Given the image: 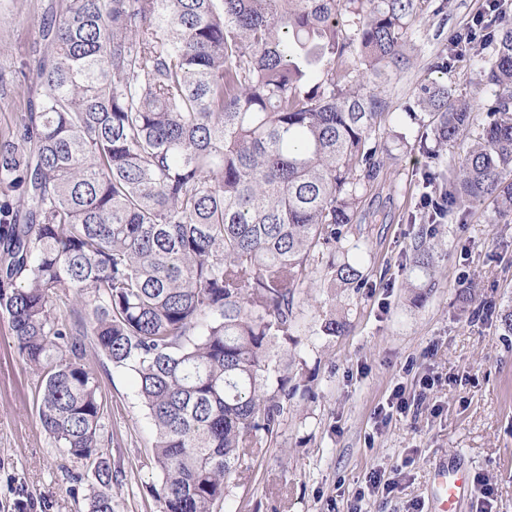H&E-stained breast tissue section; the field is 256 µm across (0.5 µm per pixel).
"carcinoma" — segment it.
I'll return each instance as SVG.
<instances>
[{"label": "carcinoma", "instance_id": "cac0c4a2", "mask_svg": "<svg viewBox=\"0 0 512 512\" xmlns=\"http://www.w3.org/2000/svg\"><path fill=\"white\" fill-rule=\"evenodd\" d=\"M422 0H54L22 72L36 97L0 134V317L37 378L55 447L94 466L88 512H114L94 346L130 371L154 426L162 512H217L311 396L278 343L299 344L313 274L361 288L355 243L385 168L382 88L408 68ZM475 64L484 121L424 183L423 225L487 205L512 218V14L448 36ZM405 113L434 146L472 128L432 79ZM410 266L436 285L419 242ZM477 302L512 335V310Z\"/></svg>", "mask_w": 512, "mask_h": 512}]
</instances>
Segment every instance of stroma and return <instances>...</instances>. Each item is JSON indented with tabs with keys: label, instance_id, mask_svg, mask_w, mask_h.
Returning a JSON list of instances; mask_svg holds the SVG:
<instances>
[{
	"label": "stroma",
	"instance_id": "stroma-1",
	"mask_svg": "<svg viewBox=\"0 0 512 512\" xmlns=\"http://www.w3.org/2000/svg\"><path fill=\"white\" fill-rule=\"evenodd\" d=\"M40 2L0 0V16L10 19L0 26V132L24 110L15 81L34 54ZM485 11L486 0H423L414 63L384 87L392 119L379 134L405 132L408 144L394 151L385 181L363 202L366 285L338 292L336 309L349 321L339 336L317 333L322 289L297 303L299 350L317 397L288 402L270 447L248 479L231 484L221 512H432L430 475L445 460L462 466L473 487L457 512H512V335L496 320L474 319L458 294L467 283L497 309H512V223H488L476 208L464 223L436 225L434 256L444 274L426 301L405 287L422 229L411 221L423 205L421 143L431 133L404 107L449 34ZM87 360L109 407L105 450L118 473L116 512H160L153 490L163 477L151 463L152 427L134 380L96 350ZM398 385L409 403L403 414L385 407ZM35 388L0 318V512H20L27 498L29 512H87L92 470L54 447ZM377 470L391 484L371 494ZM73 473L81 483L70 481Z\"/></svg>",
	"mask_w": 512,
	"mask_h": 512
}]
</instances>
